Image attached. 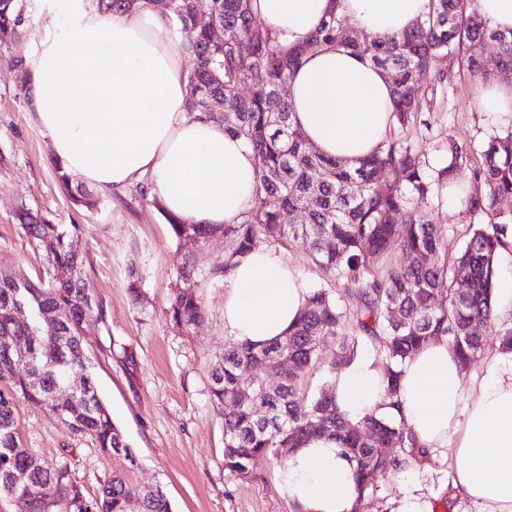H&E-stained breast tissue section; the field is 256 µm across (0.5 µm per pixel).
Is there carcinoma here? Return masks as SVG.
Segmentation results:
<instances>
[{"instance_id": "1", "label": "carcinoma", "mask_w": 512, "mask_h": 512, "mask_svg": "<svg viewBox=\"0 0 512 512\" xmlns=\"http://www.w3.org/2000/svg\"><path fill=\"white\" fill-rule=\"evenodd\" d=\"M149 2L96 0V5L126 12ZM466 4L431 0L429 12L407 31L372 40L346 30L332 11L305 46L286 48L260 21L254 0H211L205 17L195 0H172L167 16L187 34L184 51L194 61L188 109L203 112L206 97L224 101L226 116H204L224 123L227 132L251 146L259 189L237 224H192L165 216L178 246L222 238L228 249L227 258L202 276L192 264L183 266L171 321L182 332L192 331L204 319L198 278L222 281L236 258L264 245L307 241L313 262L342 286L343 303L328 289H316L283 338L261 348L234 343L213 366L210 396L224 408V469L240 477L250 476L260 457L278 460L313 437L331 435L354 466L358 512L378 479L401 471L410 457L428 455L404 418L373 410L351 421L338 410L333 378L355 360L358 346L375 344L387 396L396 408L405 361L433 339L448 337L465 369L490 340L512 352V326L497 323L493 304L495 258L512 224V215L497 209L499 199L512 196V131L486 143L475 173L485 192L466 199V206L486 215L488 223L473 228L451 255L446 231L428 223L424 207L456 185L457 145H449L448 163L435 175L421 155L391 137L373 155L349 164L310 148L291 123L286 96L303 55L324 46L367 54L387 73L394 124L402 128L415 124L422 112L419 82L438 72L456 44L467 45L473 76L511 80L512 30L489 28L478 13L466 12ZM21 22L19 0H0V44L17 36ZM216 26L224 28L222 42L212 37ZM487 41L497 49L494 74L483 69L480 59ZM274 94L280 104L271 111L268 101ZM271 198L277 201L274 207L268 204ZM17 220L28 237L45 244L49 266L66 268L71 277L0 276V495L10 497L15 512H56L62 502L71 512H126L134 497L141 512H173L161 487L140 489L120 475L101 486L91 507L65 469L23 448L19 393L43 405L67 430L94 438L102 452L138 465L123 429L98 395L84 352L82 336L102 313L83 277L77 227L52 224L25 209ZM394 251L404 261L392 262ZM330 343L336 345L335 356L311 396L303 377ZM268 372L278 376L273 388L265 381ZM70 384L76 385L71 399L56 401V389ZM390 448L406 456L392 455Z\"/></svg>"}]
</instances>
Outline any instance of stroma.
Here are the masks:
<instances>
[{
    "label": "stroma",
    "mask_w": 512,
    "mask_h": 512,
    "mask_svg": "<svg viewBox=\"0 0 512 512\" xmlns=\"http://www.w3.org/2000/svg\"><path fill=\"white\" fill-rule=\"evenodd\" d=\"M49 0H22L17 37L0 45V272L43 274L44 245L29 238L16 213L29 209L52 223L76 225L91 293L102 309L100 322L84 337L100 396L136 450L139 464L103 453L87 435L67 431L43 406L18 398L22 443L40 458L67 469L87 501H94L112 475L138 487L161 486L174 512H291L281 479L283 462L257 459L251 476L224 468L223 410L210 398V366L232 339L224 333V284L200 282L205 319L192 333L174 328L170 307L184 264L206 272L224 257V243L212 240L187 250L178 247L170 226L144 183L112 193L88 186L78 176L61 183L48 139L30 105V75L40 37L50 26ZM445 82L427 92L423 125L403 138L431 166H440L449 143L462 150L457 180L479 190L474 171L491 136L512 130V119L484 111L479 80L457 58L444 61ZM90 195L93 206L78 204ZM429 223L448 231L457 247L483 215L456 206L446 196L425 209ZM283 255L309 288L339 294L334 279L316 266L306 241ZM138 272L139 296L129 291ZM417 496L431 512H478L457 493L447 453L411 460L399 473L380 479L361 512H393Z\"/></svg>",
    "instance_id": "1"
}]
</instances>
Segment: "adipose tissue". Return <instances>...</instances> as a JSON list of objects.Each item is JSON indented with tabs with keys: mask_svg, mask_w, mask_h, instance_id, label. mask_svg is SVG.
I'll list each match as a JSON object with an SVG mask.
<instances>
[{
	"mask_svg": "<svg viewBox=\"0 0 512 512\" xmlns=\"http://www.w3.org/2000/svg\"><path fill=\"white\" fill-rule=\"evenodd\" d=\"M430 0H256L283 44H305L329 11L376 38L409 28ZM60 22L41 38L31 73L39 132L62 167L101 191L148 178L171 215L236 224L255 195L246 142L189 115L180 41L154 7L106 12L55 0ZM293 121L321 154L357 161L376 151L393 123L391 82L369 57L321 47L288 84ZM310 290L280 253L262 246L239 258L224 291V332L263 345L282 336ZM336 405L349 419L382 409L385 387L372 350L337 372ZM447 338L425 343L403 366L398 398L421 447L450 454L455 488L483 512H512V360L493 358L473 393ZM303 512H352L353 467L335 440L289 454L281 472Z\"/></svg>",
	"mask_w": 512,
	"mask_h": 512,
	"instance_id": "obj_1",
	"label": "adipose tissue"
}]
</instances>
